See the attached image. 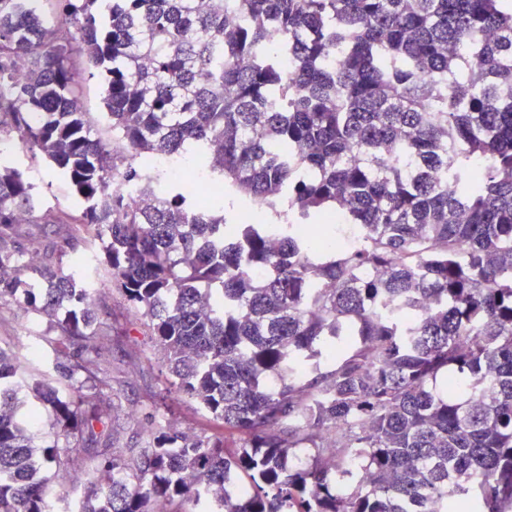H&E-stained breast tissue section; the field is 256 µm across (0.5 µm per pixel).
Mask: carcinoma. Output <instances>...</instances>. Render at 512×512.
Here are the masks:
<instances>
[{
    "label": "carcinoma",
    "mask_w": 512,
    "mask_h": 512,
    "mask_svg": "<svg viewBox=\"0 0 512 512\" xmlns=\"http://www.w3.org/2000/svg\"><path fill=\"white\" fill-rule=\"evenodd\" d=\"M57 2L47 26L0 0V128L69 180L169 392L224 433L112 448L88 270L0 247V300L66 347L59 379L31 387L0 348V512H52L46 474H86L85 452L103 479L72 512H512L509 0ZM274 35L288 76L264 53ZM80 55L105 75L110 143L81 111ZM160 155L286 208L280 238L198 210L152 172ZM115 179L151 204L130 208ZM341 204L361 245L294 233ZM41 211L0 158V241ZM27 388L54 427L105 447L36 446Z\"/></svg>",
    "instance_id": "cac0c4a2"
}]
</instances>
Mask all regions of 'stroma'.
Returning a JSON list of instances; mask_svg holds the SVG:
<instances>
[{
	"label": "stroma",
	"instance_id": "35a3bbf8",
	"mask_svg": "<svg viewBox=\"0 0 512 512\" xmlns=\"http://www.w3.org/2000/svg\"><path fill=\"white\" fill-rule=\"evenodd\" d=\"M12 158L25 168L44 195L47 219L23 224L18 249L37 250L41 259L53 262V252L63 249L72 256L95 259L96 248L73 224H56L59 213L77 211L81 202L68 181L45 162L38 150L20 148ZM98 313L112 327L99 366L112 376V434L117 447H145L157 427L175 424L193 435H212L220 427L205 418L196 405L166 398L164 362L150 340L146 319L136 318L132 307L116 286H103L97 295ZM50 323L46 318L20 319L14 303L0 304V347L16 353L28 381L56 378L54 346L46 341Z\"/></svg>",
	"mask_w": 512,
	"mask_h": 512
}]
</instances>
